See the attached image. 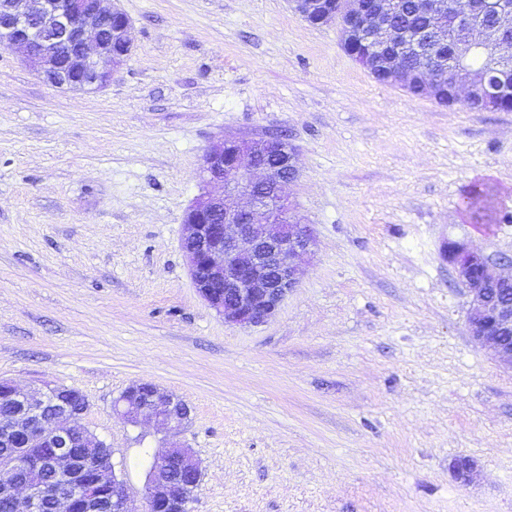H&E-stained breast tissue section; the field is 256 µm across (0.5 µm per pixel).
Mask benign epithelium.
<instances>
[{"instance_id":"7a95c632","label":"benign epithelium","mask_w":512,"mask_h":512,"mask_svg":"<svg viewBox=\"0 0 512 512\" xmlns=\"http://www.w3.org/2000/svg\"><path fill=\"white\" fill-rule=\"evenodd\" d=\"M308 23L340 25L345 51L370 72L388 73L398 83L414 81L434 101L451 105L465 90L473 107L494 105V70L512 63V0H420L429 19L454 15V29L472 49L486 54L474 67L455 52L436 68L429 44L448 40L434 27L416 34L398 29L394 15L402 0H292ZM130 18L112 0H0V45L38 67L51 85L69 90L107 86L128 59ZM64 46L66 53L58 48ZM296 148L278 135L245 139L224 137L210 147L202 177L220 183V195L202 194L186 210L182 248L199 295L224 322L241 327L266 323L299 282L298 260L313 253L315 237L283 194L297 180ZM448 263L465 286L467 329L500 364L512 369V300L498 289L512 285V272L481 250L448 242ZM0 392L14 404L0 417V496L12 512H42L44 487L19 479L26 461L53 449L48 466L54 475L53 512H129L126 485L118 480L112 451L93 442L78 424L86 408L74 409L82 393L46 383L38 390L0 381ZM112 412L136 425L153 416L169 434L168 450L153 456L148 468L145 512H189L202 471L194 451L177 437L191 408L178 396L150 382L134 381L113 401ZM457 480L474 481L477 464L463 456L452 465Z\"/></svg>"}]
</instances>
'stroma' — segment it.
Returning a JSON list of instances; mask_svg holds the SVG:
<instances>
[{"instance_id":"obj_1","label":"stroma","mask_w":512,"mask_h":512,"mask_svg":"<svg viewBox=\"0 0 512 512\" xmlns=\"http://www.w3.org/2000/svg\"><path fill=\"white\" fill-rule=\"evenodd\" d=\"M132 53L70 91L0 47V378L81 391L131 512L166 433L112 401H187L190 512H512V369L469 335L444 247L512 261V112L377 82L289 0H118ZM298 150L315 238L264 325L194 287L183 217L224 135ZM482 189L500 222L462 204ZM461 456L478 475L464 486Z\"/></svg>"}]
</instances>
